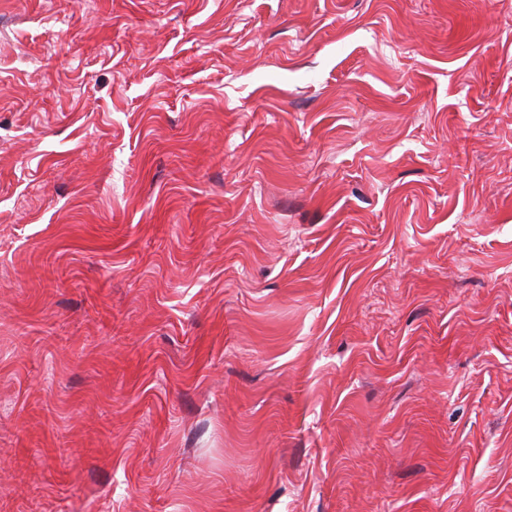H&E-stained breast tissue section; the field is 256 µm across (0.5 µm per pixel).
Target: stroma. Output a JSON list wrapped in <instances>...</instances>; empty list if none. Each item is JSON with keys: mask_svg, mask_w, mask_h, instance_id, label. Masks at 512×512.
<instances>
[{"mask_svg": "<svg viewBox=\"0 0 512 512\" xmlns=\"http://www.w3.org/2000/svg\"><path fill=\"white\" fill-rule=\"evenodd\" d=\"M0 512H512V0H0Z\"/></svg>", "mask_w": 512, "mask_h": 512, "instance_id": "obj_1", "label": "stroma"}]
</instances>
